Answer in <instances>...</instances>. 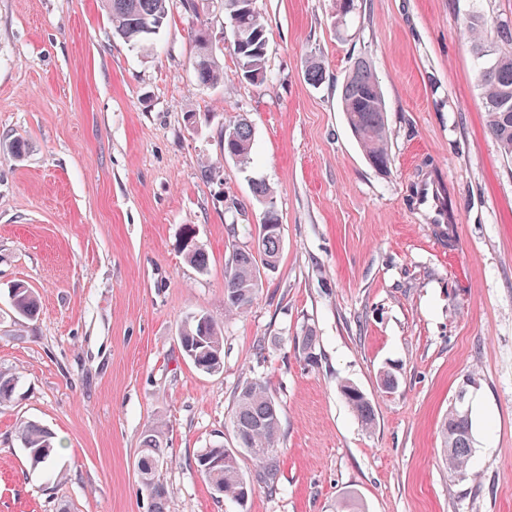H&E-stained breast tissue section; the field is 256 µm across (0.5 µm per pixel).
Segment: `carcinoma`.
<instances>
[{
  "instance_id": "cac0c4a2",
  "label": "carcinoma",
  "mask_w": 512,
  "mask_h": 512,
  "mask_svg": "<svg viewBox=\"0 0 512 512\" xmlns=\"http://www.w3.org/2000/svg\"><path fill=\"white\" fill-rule=\"evenodd\" d=\"M112 23V32L131 47L148 52L152 41L167 24L172 0H104ZM225 23L230 30H239V38H231L230 46L237 62V76L251 83L265 78L267 63V24L256 5L249 0H224ZM153 26L143 31V20ZM500 25L479 15L469 16L463 31L476 36V54L480 59L477 81L483 89V105L487 114V128L505 155L512 157V51L497 48ZM201 31L192 36L196 52L192 69L197 82L203 86L224 80V50L207 47L200 40ZM341 106L348 125L358 139L369 163L380 169L391 165L386 104L379 84L367 61L357 58L341 90ZM232 137L224 138V155L248 163L253 126L243 117L228 123ZM254 198L263 205V223H280L274 203V191L263 180L252 183ZM282 243L281 229L262 234L258 250L235 252L230 270L224 275V310L242 314L251 305L261 285L260 267L267 259L279 262ZM186 259L200 269L208 263V256L200 245L184 249ZM11 306L22 318L33 320L39 313V302L34 292L23 284L10 291ZM179 343L183 353L194 366L208 374L218 373L224 366V347L220 330L204 314L187 319L181 328ZM298 354L312 362L316 353V337L312 331L299 337ZM340 393L362 425H374L375 412L368 396L356 385L345 382ZM237 448H226L216 443L202 449L195 458L197 471L208 481L217 498L243 502L252 492V484L242 473L239 461L248 456L263 470L267 490L275 493L279 467L277 447L281 431V408L265 381L256 379L241 387L232 412ZM17 434L30 465L48 474L55 469L53 436L48 429L26 420L17 423ZM443 454L448 472L454 476L465 473L462 465L469 463L473 453L471 414H464L453 406L449 409L442 428ZM166 463L162 431L154 430L143 441L137 462L141 489L151 500V512H163L167 489L159 479V471Z\"/></svg>"
}]
</instances>
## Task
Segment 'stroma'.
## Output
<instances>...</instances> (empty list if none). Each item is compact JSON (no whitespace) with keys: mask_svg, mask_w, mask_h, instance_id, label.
I'll return each mask as SVG.
<instances>
[{"mask_svg":"<svg viewBox=\"0 0 512 512\" xmlns=\"http://www.w3.org/2000/svg\"><path fill=\"white\" fill-rule=\"evenodd\" d=\"M356 4L339 34L336 0H256L265 80H239L228 53L206 88L191 31L221 32L222 0L194 15L174 4L146 55L113 37L102 0H0V375L16 381L0 407V512H149L136 464L158 425L165 512H337L350 497L361 512H512V158L487 130L463 33L473 14L512 27V0ZM358 57L386 103L385 171L341 110ZM238 116L254 131L245 167L223 152ZM425 176L444 190L453 240L412 204ZM258 179L274 190L281 258L232 315L224 273L254 245ZM188 227L206 270L184 256ZM19 282L40 298L37 320L10 306ZM197 313L222 332L221 373L181 350ZM308 329L311 364L294 352ZM257 377L282 408L280 491L238 504L215 498L194 458L235 447V397ZM344 381L372 402L373 428ZM463 386L474 450L461 479L440 427ZM22 419L53 433L61 478L31 469ZM340 393L362 425L368 429L372 428L375 421V412L364 391L353 383L345 382L340 385Z\"/></svg>","mask_w":512,"mask_h":512,"instance_id":"35a3bbf8","label":"stroma"}]
</instances>
